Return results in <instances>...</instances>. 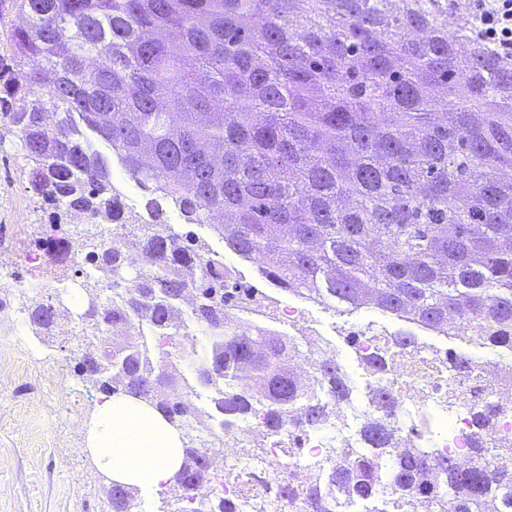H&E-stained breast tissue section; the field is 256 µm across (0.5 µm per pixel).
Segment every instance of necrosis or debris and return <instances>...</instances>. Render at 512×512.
<instances>
[{
    "mask_svg": "<svg viewBox=\"0 0 512 512\" xmlns=\"http://www.w3.org/2000/svg\"><path fill=\"white\" fill-rule=\"evenodd\" d=\"M311 299L292 295L279 320L288 336L302 350L297 372L307 387L317 384L315 360L327 350L322 331L309 320ZM331 328L336 335L353 339L361 368L357 376L363 398L333 404L325 430H314L294 422L272 433L262 418L236 423L230 432L220 433L219 419L206 413V428L223 434L224 454L230 464L224 476L200 485L201 494L240 504L241 512H314L306 488L336 462L351 463L367 452L361 435L364 421L381 415L392 428L396 445L387 449L393 457L400 448H426L431 457L452 456L462 464L471 463L476 442L487 447L483 464L496 468L512 466V352H489L470 358V367L454 369L446 335L421 323L405 320L412 331V345H396L395 329L378 310L340 308L333 310ZM381 358L383 370L370 364ZM390 394L395 405L380 412L372 402L376 392ZM498 410L488 428L475 422L477 412L488 406ZM290 485L295 495L278 496L279 487ZM389 512H450L452 500L444 479L427 474L416 488L407 490L386 484L380 491Z\"/></svg>",
    "mask_w": 512,
    "mask_h": 512,
    "instance_id": "4bbe7bcc",
    "label": "necrosis or debris"
}]
</instances>
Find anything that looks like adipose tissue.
I'll use <instances>...</instances> for the list:
<instances>
[{
  "label": "adipose tissue",
  "instance_id": "1",
  "mask_svg": "<svg viewBox=\"0 0 512 512\" xmlns=\"http://www.w3.org/2000/svg\"><path fill=\"white\" fill-rule=\"evenodd\" d=\"M85 450L109 481L161 488L182 460L179 431L153 406L123 394L105 396L87 430Z\"/></svg>",
  "mask_w": 512,
  "mask_h": 512
}]
</instances>
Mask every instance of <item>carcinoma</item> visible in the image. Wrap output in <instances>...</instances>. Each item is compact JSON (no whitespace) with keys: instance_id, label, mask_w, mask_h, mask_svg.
<instances>
[{"instance_id":"carcinoma-1","label":"carcinoma","mask_w":512,"mask_h":512,"mask_svg":"<svg viewBox=\"0 0 512 512\" xmlns=\"http://www.w3.org/2000/svg\"><path fill=\"white\" fill-rule=\"evenodd\" d=\"M26 27L3 33L0 121L13 126L30 192L89 215L83 237L90 287L112 306L78 324L112 332L123 379H84L106 394L139 392L182 427L194 389L174 386L170 350L127 326L131 313L175 336L180 296L204 328L196 378L211 388L224 426L266 409L273 431L300 406L324 427L328 400L351 389L337 360L320 361L323 396L304 395L288 372V338L261 326L224 325V262L182 242L150 209L147 232L112 243L124 206L112 150L140 186L208 224L286 292L330 308L371 305L448 329L461 313L486 348L512 349V62L497 58L461 21L448 30V0H14ZM46 241L70 248L62 225ZM35 333L56 323L51 303L29 311ZM371 455L336 464L331 485L366 500L392 480L412 487L423 450L387 463L392 433L363 426ZM200 447L183 444L181 492L214 474ZM454 512H480L495 496L512 512V470L439 459ZM129 486L112 495L128 512Z\"/></svg>"}]
</instances>
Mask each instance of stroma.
I'll list each match as a JSON object with an SVG mask.
<instances>
[{"mask_svg": "<svg viewBox=\"0 0 512 512\" xmlns=\"http://www.w3.org/2000/svg\"><path fill=\"white\" fill-rule=\"evenodd\" d=\"M27 164L18 138L0 139V512H112L105 481L85 452L88 423L103 395L77 372L84 346L62 323L43 340L16 332L29 308L82 290L86 251L55 261L43 244L54 211L25 189ZM165 219L211 257L236 265L247 285L264 292L267 309L287 303L269 289L254 263L239 259L205 224Z\"/></svg>", "mask_w": 512, "mask_h": 512, "instance_id": "obj_1", "label": "stroma"}]
</instances>
